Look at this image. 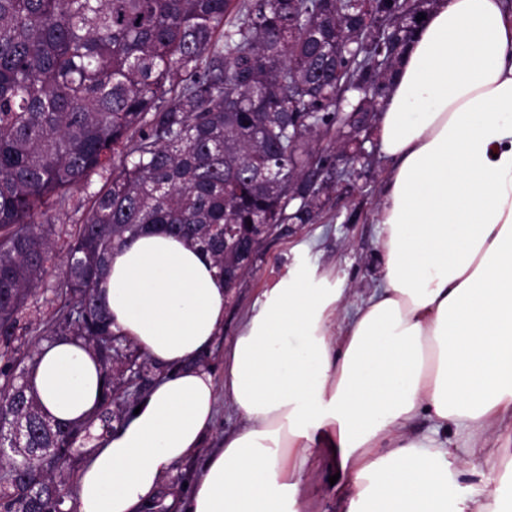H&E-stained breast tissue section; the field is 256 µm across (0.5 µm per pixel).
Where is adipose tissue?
<instances>
[{"instance_id": "obj_1", "label": "adipose tissue", "mask_w": 512, "mask_h": 512, "mask_svg": "<svg viewBox=\"0 0 512 512\" xmlns=\"http://www.w3.org/2000/svg\"><path fill=\"white\" fill-rule=\"evenodd\" d=\"M379 286L347 307L334 270L294 261L263 289L216 384L205 356L229 291L191 240L148 230L98 292L112 328L161 373L139 413L92 440L69 512H141L216 423L224 435L172 512H291L327 463L347 512H489L450 492L477 439L512 444V0H437L411 37L378 128ZM42 410L88 421L104 374L83 340L43 342ZM469 444L426 440L419 418Z\"/></svg>"}]
</instances>
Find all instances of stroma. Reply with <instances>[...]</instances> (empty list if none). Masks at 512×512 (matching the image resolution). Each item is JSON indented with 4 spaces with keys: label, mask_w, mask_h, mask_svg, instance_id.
<instances>
[{
    "label": "stroma",
    "mask_w": 512,
    "mask_h": 512,
    "mask_svg": "<svg viewBox=\"0 0 512 512\" xmlns=\"http://www.w3.org/2000/svg\"><path fill=\"white\" fill-rule=\"evenodd\" d=\"M365 148L367 157L350 164L355 171L354 178L337 185L317 221L282 225L279 234L264 243L251 272L230 291L224 309V330L212 344L208 356L216 384L224 382V355L238 335L244 318L267 283L292 259L335 267L354 290L347 298L351 304L358 294L368 293L377 284L381 259L377 247L378 226L373 215L380 201V186L388 163L377 139H370ZM107 178L104 171L92 174L49 209L54 259L43 286L29 300L32 317L49 318L51 288L65 273L68 233L73 226L85 223L92 198L103 188ZM509 483H512V447L499 449L492 461H478L474 470L458 478L453 492L486 500L496 487Z\"/></svg>",
    "instance_id": "stroma-1"
}]
</instances>
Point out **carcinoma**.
Here are the masks:
<instances>
[{
	"label": "carcinoma",
	"mask_w": 512,
	"mask_h": 512,
	"mask_svg": "<svg viewBox=\"0 0 512 512\" xmlns=\"http://www.w3.org/2000/svg\"><path fill=\"white\" fill-rule=\"evenodd\" d=\"M435 0H0V429L28 431L25 454L0 458V512H51L93 422L47 418L18 390L41 342L78 336L104 376L95 415L120 424L160 373L111 329L97 291L114 249L147 229L189 238L224 265L251 235L226 224H310L321 197L354 172L368 131L349 112H379L416 18ZM344 131L336 157L316 143ZM112 166L71 232L52 317L26 338L19 314L53 258L50 205ZM273 182L254 177L260 166ZM139 369L129 396L126 366Z\"/></svg>",
	"instance_id": "carcinoma-1"
}]
</instances>
